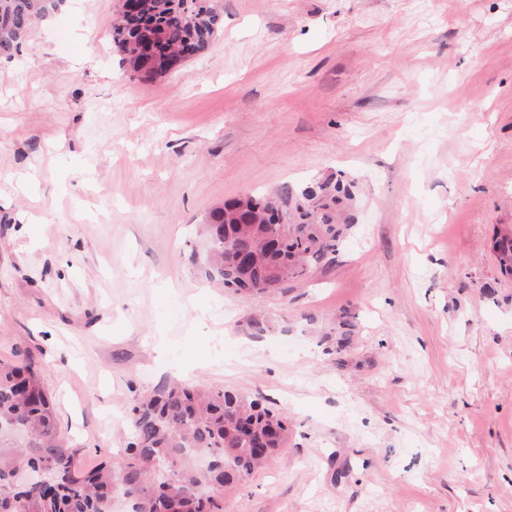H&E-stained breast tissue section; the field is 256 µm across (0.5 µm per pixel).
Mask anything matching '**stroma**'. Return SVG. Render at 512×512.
<instances>
[{"label": "stroma", "mask_w": 512, "mask_h": 512, "mask_svg": "<svg viewBox=\"0 0 512 512\" xmlns=\"http://www.w3.org/2000/svg\"><path fill=\"white\" fill-rule=\"evenodd\" d=\"M120 5L0 60V360L42 365L80 467L178 379L290 422L224 512H512V0H224L146 85ZM339 172L331 261L264 298L205 278L212 209Z\"/></svg>", "instance_id": "35a3bbf8"}]
</instances>
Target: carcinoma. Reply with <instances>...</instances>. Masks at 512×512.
<instances>
[{
	"label": "carcinoma",
	"mask_w": 512,
	"mask_h": 512,
	"mask_svg": "<svg viewBox=\"0 0 512 512\" xmlns=\"http://www.w3.org/2000/svg\"><path fill=\"white\" fill-rule=\"evenodd\" d=\"M66 0H0V59H10L35 25ZM120 13L112 41L131 69L144 68L142 32L171 55H204L223 22L221 0H148ZM353 179L338 176L270 196L227 199L204 231L212 243L206 278L262 297L330 260L355 227ZM501 268L512 270V230L496 236ZM252 256L247 265L241 253ZM0 512H102L127 499L130 512H223L224 491L248 479L288 443V419L259 399L175 383L131 410V441L118 469L75 468L77 449L57 434L39 365L0 361Z\"/></svg>",
	"instance_id": "obj_1"
}]
</instances>
